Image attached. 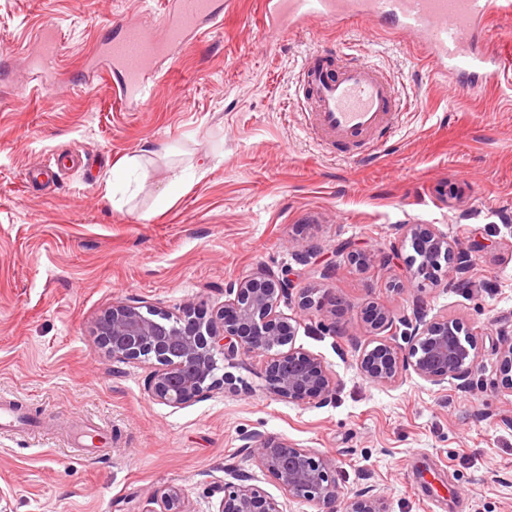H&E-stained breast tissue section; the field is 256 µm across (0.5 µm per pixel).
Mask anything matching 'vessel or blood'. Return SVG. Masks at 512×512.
<instances>
[{"label": "vessel or blood", "instance_id": "vessel-or-blood-1", "mask_svg": "<svg viewBox=\"0 0 512 512\" xmlns=\"http://www.w3.org/2000/svg\"><path fill=\"white\" fill-rule=\"evenodd\" d=\"M497 0H263L269 38L325 21L344 25L362 18L418 35V48L438 74L467 91L501 83L505 67L477 43ZM224 19L223 0H168L163 33L121 21L100 55L112 67L115 94L129 104L151 100L158 83L154 63L183 49ZM300 109L320 144L363 161L392 138L401 109L398 89L380 67L336 50L307 59L299 87Z\"/></svg>", "mask_w": 512, "mask_h": 512}]
</instances>
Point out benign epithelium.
I'll return each mask as SVG.
<instances>
[{
	"label": "benign epithelium",
	"instance_id": "1",
	"mask_svg": "<svg viewBox=\"0 0 512 512\" xmlns=\"http://www.w3.org/2000/svg\"><path fill=\"white\" fill-rule=\"evenodd\" d=\"M415 255L410 257L409 279L398 285L424 289L438 282L442 265L465 258L448 235L408 226ZM341 253L356 266L369 264L371 256L345 243ZM295 290L289 269L261 268L250 277L228 284L224 305L205 317L194 309L183 315L157 319L142 313L135 301H119L95 323L98 342L105 353L120 362L152 357L157 369L149 381L152 396L179 407L218 385L235 386L225 373L216 377L217 357L259 354L265 357L267 391L289 403L327 401L335 377L323 359L295 345L297 320L279 310L292 300ZM298 305L306 310L323 306L317 291L303 288ZM371 339L358 347L356 364L371 382L391 386L406 374L442 386L465 380L478 360L475 334L462 322L446 316H417L409 322L407 345L397 340L393 313L375 303L364 309ZM501 384L512 390V343L497 349ZM249 456L260 471L288 495L311 503L317 512H386L383 500L367 492L346 497L336 481V462L309 448H297L278 437L258 434L248 445ZM153 507L145 512H190L182 492L169 487L154 494ZM217 512H283L282 505L243 475L224 482V496Z\"/></svg>",
	"mask_w": 512,
	"mask_h": 512
}]
</instances>
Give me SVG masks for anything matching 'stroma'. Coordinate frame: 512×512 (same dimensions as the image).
I'll use <instances>...</instances> for the list:
<instances>
[{
  "mask_svg": "<svg viewBox=\"0 0 512 512\" xmlns=\"http://www.w3.org/2000/svg\"><path fill=\"white\" fill-rule=\"evenodd\" d=\"M478 47L512 68V0ZM166 0H0V399L35 427L0 431V512H144L182 490L190 512H216L226 471L254 477L285 512H316L262 475L245 445L256 433L327 454L345 493L373 491L387 512H512V390L497 348L512 341V83L461 90L435 76L417 38L316 22L269 42L261 0H225L222 24L159 65L155 96L129 105L106 65L89 67L114 21H160ZM56 60L38 65V34ZM348 46L390 73L405 102L371 162L322 152L303 129L296 82L307 53ZM73 157L52 182L29 166ZM142 157L128 193L108 195L118 161ZM446 233L464 271L438 286L406 280L408 225ZM358 241L365 269L336 254ZM308 263H301L302 255ZM292 269L324 309L282 305L296 343L321 356L336 385L323 404L277 400L265 363L221 364L216 387L172 407L155 400L154 362L108 357L93 333L112 303L178 315L222 306L224 288L260 267ZM463 322L477 336L467 382L407 374L380 386L356 365L369 338L362 309ZM104 435L69 444L74 426Z\"/></svg>",
  "mask_w": 512,
  "mask_h": 512,
  "instance_id": "1",
  "label": "stroma"
}]
</instances>
